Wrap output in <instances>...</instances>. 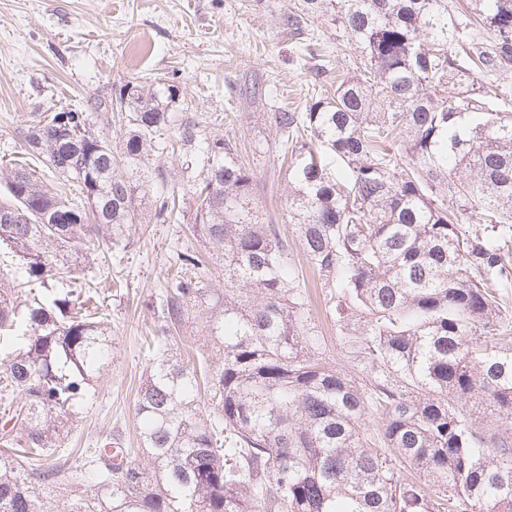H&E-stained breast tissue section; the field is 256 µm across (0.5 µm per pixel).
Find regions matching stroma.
<instances>
[{"label": "stroma", "instance_id": "35a3bbf8", "mask_svg": "<svg viewBox=\"0 0 512 512\" xmlns=\"http://www.w3.org/2000/svg\"><path fill=\"white\" fill-rule=\"evenodd\" d=\"M287 0H0V169L13 162L37 113L79 109L96 131L100 106L127 80L145 82L180 71L182 98L203 112H232L227 132L256 174L261 221H285L288 173L276 157L256 155L272 141V105L304 111L320 58L349 69L354 47L321 20L300 32L283 30ZM173 224H148L123 260L100 277L99 307L112 324V361L80 406L64 441L84 448L99 432L119 428L135 447L133 405L153 328L140 295L160 288L177 251L198 248Z\"/></svg>", "mask_w": 512, "mask_h": 512}]
</instances>
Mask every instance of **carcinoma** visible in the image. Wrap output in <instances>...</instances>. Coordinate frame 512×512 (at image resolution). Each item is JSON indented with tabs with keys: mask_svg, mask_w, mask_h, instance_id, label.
<instances>
[{
	"mask_svg": "<svg viewBox=\"0 0 512 512\" xmlns=\"http://www.w3.org/2000/svg\"><path fill=\"white\" fill-rule=\"evenodd\" d=\"M318 19L359 62L305 111L268 113L266 152L289 160L288 223L351 370L321 356L232 119L174 102L179 70L120 86L118 149L83 111L42 112L0 175V512H512V113L486 81L512 63V0H300L281 24ZM165 155L177 169L152 163ZM181 222L203 250L144 302L139 448L109 431L69 467V421L112 355L78 264ZM198 319L209 348L171 353ZM65 467L77 496L34 484Z\"/></svg>",
	"mask_w": 512,
	"mask_h": 512,
	"instance_id": "cac0c4a2",
	"label": "carcinoma"
}]
</instances>
